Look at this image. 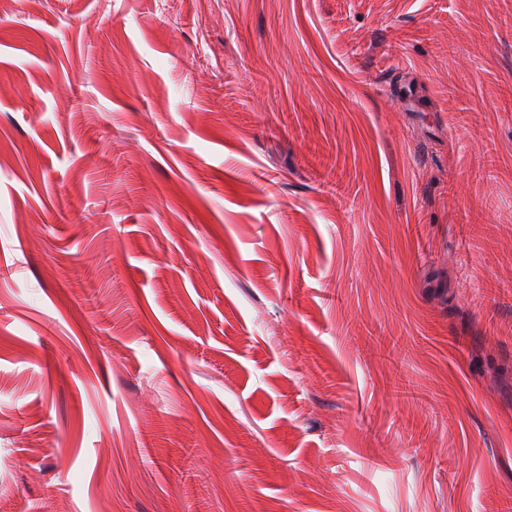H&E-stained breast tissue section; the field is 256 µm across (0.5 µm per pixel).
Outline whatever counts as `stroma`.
I'll use <instances>...</instances> for the list:
<instances>
[{
  "label": "stroma",
  "mask_w": 512,
  "mask_h": 512,
  "mask_svg": "<svg viewBox=\"0 0 512 512\" xmlns=\"http://www.w3.org/2000/svg\"><path fill=\"white\" fill-rule=\"evenodd\" d=\"M0 512H512V0H0Z\"/></svg>",
  "instance_id": "35a3bbf8"
}]
</instances>
